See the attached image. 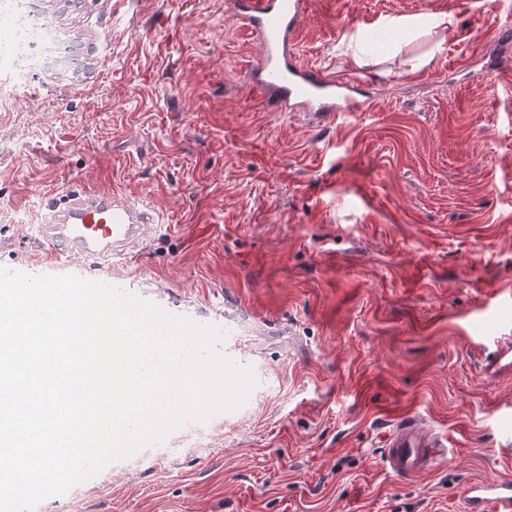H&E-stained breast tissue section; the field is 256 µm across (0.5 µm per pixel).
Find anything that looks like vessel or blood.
I'll use <instances>...</instances> for the list:
<instances>
[{
    "label": "vessel or blood",
    "instance_id": "b4317fda",
    "mask_svg": "<svg viewBox=\"0 0 512 512\" xmlns=\"http://www.w3.org/2000/svg\"><path fill=\"white\" fill-rule=\"evenodd\" d=\"M305 11L306 0H233V24L258 46L250 69L255 91L273 111L302 109L323 120L369 109L371 102L359 93L357 79L339 82L297 61L294 41ZM154 222L149 204L84 186L47 204L39 232L54 256L108 260L129 254ZM483 372L491 379L512 377L511 332L501 330L491 336ZM383 455L390 474L411 480L446 463L448 450L418 416L407 414L385 435ZM464 497L466 512H512V480L468 484Z\"/></svg>",
    "mask_w": 512,
    "mask_h": 512
}]
</instances>
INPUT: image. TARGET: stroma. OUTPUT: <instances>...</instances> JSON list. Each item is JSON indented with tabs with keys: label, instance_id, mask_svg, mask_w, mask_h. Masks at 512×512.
Wrapping results in <instances>:
<instances>
[{
	"label": "stroma",
	"instance_id": "35a3bbf8",
	"mask_svg": "<svg viewBox=\"0 0 512 512\" xmlns=\"http://www.w3.org/2000/svg\"><path fill=\"white\" fill-rule=\"evenodd\" d=\"M25 3L57 53L0 97V267L233 322L256 378L203 440L177 428L37 512H465L467 483L512 479V378L478 344L512 323V88L487 79L512 0H309L300 59L372 98L331 122L262 103L227 0ZM420 15L449 25L386 24ZM81 185L153 206L133 261H51L43 203ZM409 411L449 461L400 480L380 451ZM387 26L398 27L409 30L413 33H420L424 30L446 29L448 20L446 16H431L429 18H421L418 16H400L389 18L386 21Z\"/></svg>",
	"mask_w": 512,
	"mask_h": 512
}]
</instances>
